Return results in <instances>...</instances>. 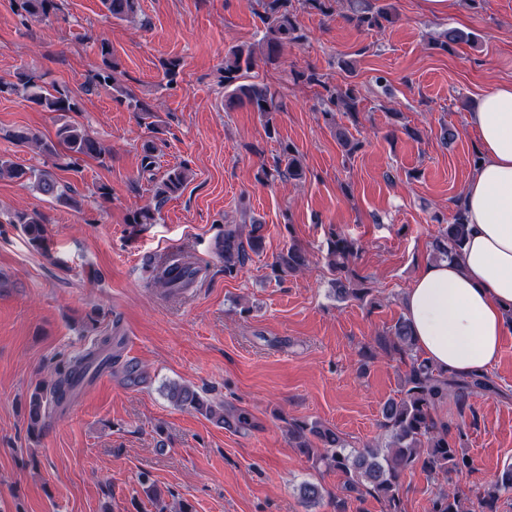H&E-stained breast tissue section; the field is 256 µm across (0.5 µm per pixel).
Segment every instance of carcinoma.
I'll use <instances>...</instances> for the list:
<instances>
[{"mask_svg": "<svg viewBox=\"0 0 512 512\" xmlns=\"http://www.w3.org/2000/svg\"><path fill=\"white\" fill-rule=\"evenodd\" d=\"M260 20L263 24L261 39L250 45H237L224 55L220 68L224 83V109L234 110L245 106L266 117L268 135L276 133L271 115L283 111L278 93L259 82L244 83L245 74L254 69L257 62L278 64L284 50L299 44L304 35L295 22L297 8L317 11L324 17L333 15L334 0H259ZM107 13L114 19H134L140 11L139 0H102ZM349 13L344 19L359 29L382 30L396 22L397 15L387 4H376L372 0H348ZM18 8L25 17L34 21L50 18L57 9L56 0H18ZM475 41L471 33L449 28L432 42L435 49L444 52L460 44ZM101 64L84 85L87 93L100 87L111 88L114 98L125 102L143 119L153 117L154 107L133 95L123 83L119 64L106 43L99 47ZM294 78L307 84L320 85L325 90L321 114L325 124L335 129L336 140L348 156L358 152L363 144L354 138L349 128L337 122L338 114L356 119L360 97L355 86H330L314 69L294 72ZM23 89L26 100L45 112H76L77 103L71 92L59 86L47 89L39 79L28 73L18 75V82L1 83L0 93ZM20 143H33L48 157L58 155L64 149L71 160L72 169L79 170L83 158L104 160L106 150L84 127L76 123H62L55 138H43L35 133L14 134ZM157 160L152 141L142 145L140 175L148 176L153 183L151 201L135 210L128 219L132 228L141 232L148 224L156 223L165 203L183 191L192 177L186 164L168 169L156 177ZM34 178L37 190L55 202L77 209L80 202L72 187L60 183L49 169L26 171L13 163L0 160V177ZM305 176L302 157L291 144H280V152L271 166H262L259 181L273 183L276 180H301ZM20 224L34 249L48 253L46 225L37 213H18L11 220ZM264 225L251 221L246 224L224 225V236L217 243V254L224 261V275L230 278L242 273L252 256L259 254L264 240ZM468 219L463 197L455 200L452 219L440 231L432 243V259L441 261L457 258L468 239ZM359 246L333 228L328 231L326 268L335 286L339 300H357L375 305L368 300L373 288L368 280L351 273V259ZM311 260L301 245L293 242L281 252L272 264L276 276L285 273H301L307 270ZM145 271V287L157 288L166 296H175L193 287L202 278V268L190 257L184 256L175 265L166 261L151 260ZM382 351L400 359H408V369L401 380L400 396L388 400L381 410L380 426L387 434L385 444H367L350 449L346 441L334 429L319 421L310 423L292 421L288 423V436L294 447L307 457L322 464L326 469L340 474L342 482L336 493V512H345L346 499L352 495L368 494L384 505V512H403L401 477L408 471L420 469L427 475L443 474L450 478L473 469L472 459L463 451L465 433L461 427H452L439 417L440 408L455 397L459 406L477 393H498V388L485 373L459 376L434 368L414 349V340L407 320L399 318L393 325L376 334L365 347L364 357L374 358ZM112 352V337L100 336L80 356L56 366L55 378L36 387L30 400L28 433L41 436L50 425L54 414L62 403L89 373L98 371L106 362L105 354ZM168 398L181 408H191L209 419L215 420L227 430L247 431L253 426L252 415L240 409L217 407L203 399L187 385L173 384L168 388ZM512 492V464L505 466L497 480L484 486L469 497L455 486L441 488L432 500L431 512H498L502 495Z\"/></svg>", "mask_w": 512, "mask_h": 512, "instance_id": "cac0c4a2", "label": "carcinoma"}]
</instances>
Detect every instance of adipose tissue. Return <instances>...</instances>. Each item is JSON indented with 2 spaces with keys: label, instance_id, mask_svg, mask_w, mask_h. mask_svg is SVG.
I'll use <instances>...</instances> for the list:
<instances>
[{
  "label": "adipose tissue",
  "instance_id": "1",
  "mask_svg": "<svg viewBox=\"0 0 512 512\" xmlns=\"http://www.w3.org/2000/svg\"><path fill=\"white\" fill-rule=\"evenodd\" d=\"M469 122L481 147L465 187L470 236L461 258L423 264L404 298L417 353L459 375L492 368L512 328V84L483 94Z\"/></svg>",
  "mask_w": 512,
  "mask_h": 512
}]
</instances>
